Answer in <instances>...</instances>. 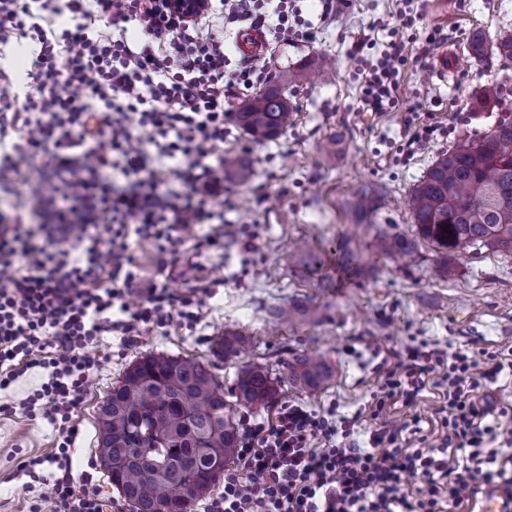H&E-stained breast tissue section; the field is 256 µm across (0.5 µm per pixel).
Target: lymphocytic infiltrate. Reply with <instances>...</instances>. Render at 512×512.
<instances>
[{"label":"lymphocytic infiltrate","mask_w":512,"mask_h":512,"mask_svg":"<svg viewBox=\"0 0 512 512\" xmlns=\"http://www.w3.org/2000/svg\"><path fill=\"white\" fill-rule=\"evenodd\" d=\"M149 2L0 0V44L39 46L25 97L0 69V186L18 197L13 215L0 219V390L43 369L46 381L19 409L44 416L56 432L52 452L24 455L16 466L17 475L52 481L49 494L31 497L28 512H104L92 474L73 472V412L99 365L92 349L101 337H119L127 348L146 329L201 319L199 297L210 294L209 284L184 295L144 284L139 247L170 257L180 274L224 248L220 234L194 238L187 253L181 245L196 226L224 221L207 205L224 181L223 166L209 162L224 151V100L252 89L262 72L245 60L229 68L215 27L268 30L270 54L316 42L311 25L290 21L289 0H206L196 18L163 24ZM65 15L74 27L57 29ZM118 22L134 24L135 33L113 38ZM415 24L403 17L389 27L362 90L371 111L395 108L394 76L408 44L419 57L431 54L436 36L419 37ZM101 142L108 153L98 151ZM27 156L41 157L56 179L23 176ZM162 160L171 168L158 169ZM43 201L52 202L55 221L40 238L26 217ZM508 369L511 349L407 345L372 397L364 442L358 417L333 406L286 402L260 420L242 415L235 463L203 512H458L489 487L512 494V457L487 449L512 445V403L484 395ZM436 371L444 392L435 413L445 431L437 443L418 420L392 419ZM412 481L417 490H409Z\"/></svg>","instance_id":"obj_1"}]
</instances>
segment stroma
Wrapping results in <instances>:
<instances>
[{"label": "stroma", "instance_id": "35a3bbf8", "mask_svg": "<svg viewBox=\"0 0 512 512\" xmlns=\"http://www.w3.org/2000/svg\"><path fill=\"white\" fill-rule=\"evenodd\" d=\"M295 5L304 19L319 26L316 48L285 46L273 56L262 51L252 55V62L269 83L321 54L334 58L336 67L289 89L293 119L279 138L256 143L232 127L224 149L249 156L256 176L246 189L225 182L223 191L208 199L210 208L223 211L225 230L248 229L255 248L247 252L231 241L223 254L199 259L200 277L215 281L216 287L213 296L203 297L196 327L174 322L144 332L121 356L116 339L102 337L93 350L100 364L73 414L79 429L74 472L94 458L98 404L130 363L147 353L212 361L211 343L227 327L246 331L254 343L242 360L213 361L225 389L233 388L241 364H266L277 373L291 354L315 352L333 372L330 383L308 393L281 382L280 401L316 409L334 404L348 416L368 408L385 371L384 358L411 339L450 350L512 348V256L485 249L446 256L423 240L418 262L406 267L375 254L371 233L356 227L348 211L353 192L370 183L381 187L388 200L377 224L411 232L406 200L436 157L494 126L498 111L480 108L477 94L481 86L501 81L503 73L477 67L469 40L477 30L490 40L512 33V0H346L342 11L325 21L319 0H296ZM400 12L422 14L424 28L441 41L422 60L407 49L393 111H364L366 70L386 46L384 23ZM35 50L32 41L0 47V69L10 74L16 92L28 86ZM442 55L448 58V75L439 78L435 64ZM409 114L415 126L447 128V138L402 157L400 148L413 126L405 123ZM330 136L338 137L339 146L328 160L319 144ZM347 237L359 243L370 272L323 294L294 266L289 247L304 238L331 249ZM443 258L449 273L440 278L433 265ZM298 300L318 307L320 319L271 330L272 310ZM55 443L54 428L44 417L0 414V512H26L31 495L48 493V485H26L13 472L19 455L48 453Z\"/></svg>", "mask_w": 512, "mask_h": 512}]
</instances>
